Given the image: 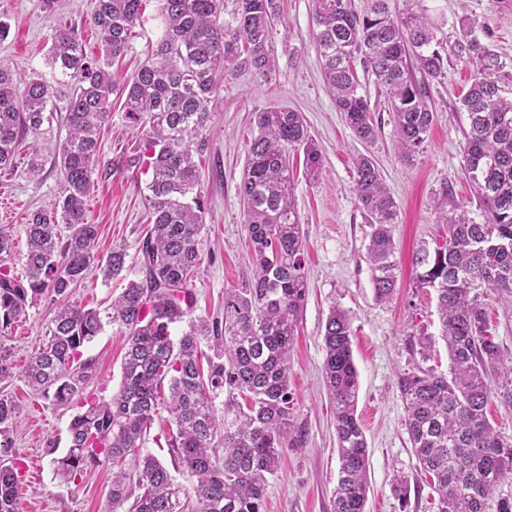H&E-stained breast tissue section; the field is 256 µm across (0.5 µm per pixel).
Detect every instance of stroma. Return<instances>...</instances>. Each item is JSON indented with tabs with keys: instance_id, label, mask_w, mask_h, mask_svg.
Masks as SVG:
<instances>
[{
	"instance_id": "obj_1",
	"label": "stroma",
	"mask_w": 512,
	"mask_h": 512,
	"mask_svg": "<svg viewBox=\"0 0 512 512\" xmlns=\"http://www.w3.org/2000/svg\"><path fill=\"white\" fill-rule=\"evenodd\" d=\"M283 5V15L274 28L276 70L271 80L243 74L224 82L213 105L215 115L203 133L205 146L195 154L205 200L202 261L191 279L196 313L223 319L225 291L241 287L252 273L238 187L253 112L268 107L301 112L312 139L323 151L322 172L312 181L304 174L302 151L290 153L295 204L305 235L308 291L290 352L288 384L295 402V421L306 433V446L285 453L277 473L269 477L264 512H334L338 458L322 366L324 325L335 306L349 317L359 373L358 413L370 465L366 510L437 512L438 494L417 472L397 377L417 368L448 370L436 294L433 289L417 287L413 255L421 243L433 242L442 233L440 210L462 205L471 211L476 208L463 175L467 116L459 109L470 70L453 58L442 77L429 81L428 103L435 121L413 161L404 162L395 148L392 114L374 77L362 62H355L360 91L368 99L377 129L375 141L364 143L337 112L324 83L322 62L313 43L314 0H283ZM422 6L444 40L456 41L458 20L466 15L486 27L493 49L503 59H512V9L495 0H423ZM0 22L9 29L0 42V63L25 74L45 71L44 57L55 19L43 13L40 0H0ZM161 33L158 6L153 2L117 72L132 75ZM65 137L61 117H54L25 138L43 158L39 175H29L22 155L14 167L0 169V226L13 237L14 249L7 264L20 278L25 275L28 218L34 211L49 210L61 191L55 162ZM137 140L134 123L121 104H113L100 135L86 214L90 223L99 227L97 256L105 257L115 247L124 248L126 268L122 277L109 281L98 267L89 269L71 292L72 301L89 308L105 309L128 281L139 276L138 243L148 227L144 197L151 176L134 161ZM359 154L374 159L399 210L394 238L400 286L388 302L376 301L373 295L366 255L370 226L353 190V159ZM481 300L505 359L512 360V306L488 288ZM55 312L53 302L41 300L0 332V350L7 353L14 372L12 378L0 381V396L9 397L18 412L12 451L25 470L21 512H106L111 465L89 468L69 485L60 484L53 474L51 460L67 451L68 426L78 405H57L20 377L32 353L47 340ZM424 337L432 344L427 359L419 345ZM82 353L94 365L86 395L111 398L120 385L123 336L104 327ZM399 474L409 480L410 493L405 500L391 488Z\"/></svg>"
}]
</instances>
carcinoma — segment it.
I'll list each match as a JSON object with an SVG mask.
<instances>
[{
  "mask_svg": "<svg viewBox=\"0 0 512 512\" xmlns=\"http://www.w3.org/2000/svg\"><path fill=\"white\" fill-rule=\"evenodd\" d=\"M64 2L40 0L42 11L56 17L46 57L52 80L35 72L24 80L0 64L1 168L13 164L26 135L50 120L49 113H65L68 129L57 157L60 195L51 213L36 211L26 224L24 282L4 264L13 238L0 228V331L39 298L56 302L48 341L23 377L59 404L82 402L69 425V448L53 460L54 475L70 483L90 467L112 464L118 472L110 512L130 499L131 512H263L267 476L286 451L305 445L288 388L290 350L307 291L288 154L303 150L312 180L321 173L323 154L302 113L276 107L253 113L256 133L239 184L253 276L225 292L224 320L210 321L193 316L190 287L204 230L193 148H201L195 140L212 119L208 104L222 82L244 72L271 78L281 0H238L224 22L223 0H156L163 34L128 79L112 64L131 49L132 30L151 0H91L90 24L100 35L99 54L92 57L64 15ZM387 2L371 0L359 13L350 0H315L314 40L336 108L355 137L374 140L375 124L353 68L359 56L387 95L398 151L408 161L434 121L426 80L441 76L450 56L463 59L471 71L460 99L468 119L464 170L481 216L475 220L463 206L442 214L448 236L432 249L422 244L414 255L420 286L436 292L450 365L446 375L432 369L398 375L405 427L419 472L439 496L438 512H512V496L492 499L494 489L512 478V438L499 434L486 413L492 395L512 407V361H504L480 301V290L490 288L512 305V97L505 96L512 63L482 42L489 34L474 19H459L460 40L450 45L437 36L420 0H405L399 14ZM114 94L124 97V111L140 130L136 160L152 173L146 196L152 225L140 242V278L101 312L69 295L93 265L106 279L125 270L122 247L95 257L98 225L85 214ZM353 168L354 192L371 227L374 296L387 301L399 282L397 204L370 156H356ZM185 319L187 328L173 340L170 326ZM106 323L125 338L119 389L108 401L86 399L94 365L81 360V348ZM323 345L339 461L335 512H366L369 451L344 310H330ZM221 393L219 412L214 400ZM162 409L175 425L168 447L175 467L192 481L193 508L170 471L141 453ZM17 424L15 405L0 397V512H20L21 465L11 454Z\"/></svg>",
  "mask_w": 512,
  "mask_h": 512,
  "instance_id": "carcinoma-1",
  "label": "carcinoma"
}]
</instances>
